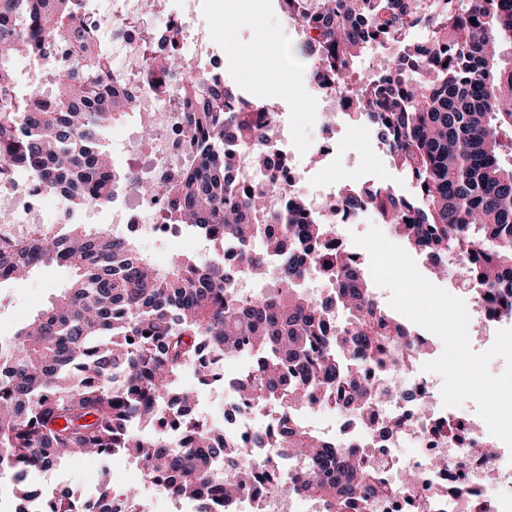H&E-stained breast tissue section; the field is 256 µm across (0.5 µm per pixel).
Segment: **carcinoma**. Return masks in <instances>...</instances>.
Here are the masks:
<instances>
[{
  "mask_svg": "<svg viewBox=\"0 0 512 512\" xmlns=\"http://www.w3.org/2000/svg\"><path fill=\"white\" fill-rule=\"evenodd\" d=\"M304 37L310 72L332 79L377 130L393 166L415 193L364 183L343 189V204L373 214L432 269L456 261L462 286L496 317H512V0H281ZM88 0H0V182L23 170L62 193L72 207L107 206L132 182L110 165L102 137L136 106L116 84L110 55L88 18ZM425 23L427 49L410 31ZM387 63L367 81L353 66L369 54ZM38 64L33 80L55 92L45 101L16 94L11 63ZM146 87L180 84L193 156L168 176L166 224H181L213 245H240L242 268L178 256L158 269L136 239L68 224L0 240V285L18 284L44 261L71 279L34 319L0 341V466L14 473L16 512L36 492L25 475L69 455L122 453L143 461L172 499L232 512L237 498L271 478L224 466L236 442L194 414L199 390L224 382L227 358L246 363L238 398L271 407L268 446L304 459L308 476L278 479L291 494L317 497L325 512L356 509L387 487L365 463L295 419L333 403L364 413L374 390L362 375L389 343L411 332L377 300L362 257L325 246L337 227L275 188V168L258 146L270 108L245 99L224 78L184 67L177 49L142 60ZM248 149L255 171L237 186L233 151ZM278 225L269 234L267 225ZM276 258L277 283L240 299L224 285ZM317 275L329 293L303 290ZM100 512H143L131 488L99 480ZM49 512H77L67 494Z\"/></svg>",
  "mask_w": 512,
  "mask_h": 512,
  "instance_id": "1",
  "label": "carcinoma"
}]
</instances>
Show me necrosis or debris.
Segmentation results:
<instances>
[{
    "label": "necrosis or debris",
    "instance_id": "obj_1",
    "mask_svg": "<svg viewBox=\"0 0 512 512\" xmlns=\"http://www.w3.org/2000/svg\"><path fill=\"white\" fill-rule=\"evenodd\" d=\"M146 3L147 0H112V16L119 21L118 28L112 31V48L123 58V78L133 84L138 81L143 56L152 51L142 23ZM195 26V12L184 8L168 15L165 29L176 35L179 44L191 45L192 51L186 58L189 68L202 63L208 71L220 69V55L212 48L199 46ZM137 108L140 117L153 126L155 136L150 154L136 155L134 169L140 178L165 185L171 165L191 152L185 136L184 115L174 100L146 88L137 94ZM266 129L261 146L281 162L276 170L277 187L321 209L327 223H357L358 212L337 206V195L330 182H319L317 194H305L289 164L292 128L274 119L267 123ZM45 195L44 188L30 181L0 189V210L15 216L14 224L6 228L7 234L19 237L43 227ZM161 206V200L147 201L131 188L121 202L113 206L112 222L115 227L131 228L141 236L152 238L163 227ZM416 341L415 363L406 366L398 391H391L387 385V367L376 362L365 366V374L378 391L368 424L342 433L336 425L322 424L306 413L301 414V421L354 453L391 488V495L371 499L362 512H475L463 497L451 493L450 488L456 483L478 491L488 512H512V449L489 433L477 413L468 409L457 413L444 406L436 393L434 374L422 369L429 347L424 336H417ZM272 415L268 408L259 413L247 407L227 426V433L233 435L238 444L232 462L248 466L265 459L275 473H302L303 462L287 450L260 446L259 439ZM388 418L400 420L401 425L388 439L378 441L375 430ZM450 423L461 426L459 438L444 433V426ZM488 446L494 449L492 457L475 455V448ZM405 447L412 448L411 456H400V449ZM408 473L415 476V483L405 481ZM234 512H321V509L317 500L272 495L260 484L239 497Z\"/></svg>",
    "mask_w": 512,
    "mask_h": 512
}]
</instances>
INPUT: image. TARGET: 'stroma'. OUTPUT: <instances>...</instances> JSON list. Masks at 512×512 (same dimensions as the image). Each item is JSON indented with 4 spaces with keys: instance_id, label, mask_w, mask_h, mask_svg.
I'll use <instances>...</instances> for the list:
<instances>
[{
    "instance_id": "stroma-1",
    "label": "stroma",
    "mask_w": 512,
    "mask_h": 512,
    "mask_svg": "<svg viewBox=\"0 0 512 512\" xmlns=\"http://www.w3.org/2000/svg\"><path fill=\"white\" fill-rule=\"evenodd\" d=\"M231 0H197L199 30L206 34L212 48L222 52L224 81L237 89L246 99L276 107L277 111L289 113L296 130L300 148H307L316 139L320 118L318 95L306 89L307 62L297 48L301 36L287 30L282 23V7L279 0H261L259 24L237 26L231 30L218 27L215 20ZM272 32L281 53L287 54L293 68L289 74H281L277 61H270L266 78L251 74L236 57L226 53L227 41L261 44L262 31ZM299 87L303 93L292 100H284V87ZM336 141L339 149L335 159L328 161L325 175L335 181L337 187L370 182L389 185L408 193L411 184L391 165L386 150L374 128L352 114H339L336 119ZM142 253L155 265L167 266L171 258L182 254L201 261L216 259L217 254L210 242L187 233L178 238L159 237L140 239ZM70 279L69 271L55 262H45L24 285L0 288V330L14 334L17 327L32 319L39 310L49 305ZM109 468L114 475L115 487L139 486L143 474L128 465L125 455L106 457H81L61 464L58 487L85 492L97 490V476L101 468Z\"/></svg>"
}]
</instances>
